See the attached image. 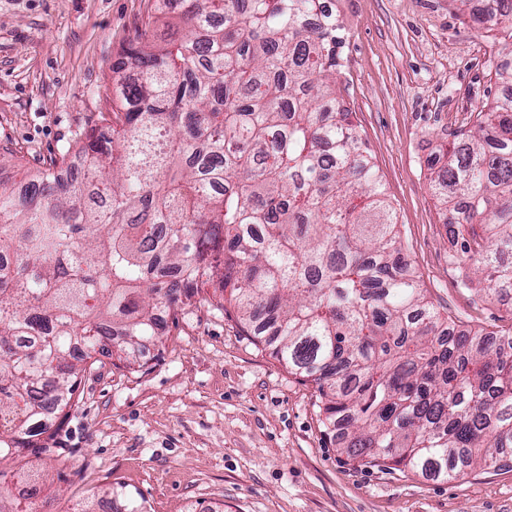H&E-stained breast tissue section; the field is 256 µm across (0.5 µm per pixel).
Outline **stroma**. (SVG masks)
I'll use <instances>...</instances> for the list:
<instances>
[{"instance_id":"obj_1","label":"stroma","mask_w":512,"mask_h":512,"mask_svg":"<svg viewBox=\"0 0 512 512\" xmlns=\"http://www.w3.org/2000/svg\"><path fill=\"white\" fill-rule=\"evenodd\" d=\"M349 32L337 86L394 209L405 259L457 325H512V303L462 287L430 186L441 142L501 96L500 35L456 0H331ZM154 0H0V181L73 156L111 124L112 64ZM171 313L139 364L103 356L78 376L33 512L111 495L113 512H512V466L426 480L350 459L291 373L213 289Z\"/></svg>"}]
</instances>
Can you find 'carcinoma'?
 <instances>
[{
  "instance_id": "carcinoma-1",
  "label": "carcinoma",
  "mask_w": 512,
  "mask_h": 512,
  "mask_svg": "<svg viewBox=\"0 0 512 512\" xmlns=\"http://www.w3.org/2000/svg\"><path fill=\"white\" fill-rule=\"evenodd\" d=\"M112 65L115 124L25 186L0 183V461L59 453L77 363H137L160 309L210 286L313 382L342 450L447 481L512 458V327L456 328L402 253L395 213L336 91L344 25L323 0H184ZM507 88L431 172L462 256L512 294V0Z\"/></svg>"
}]
</instances>
